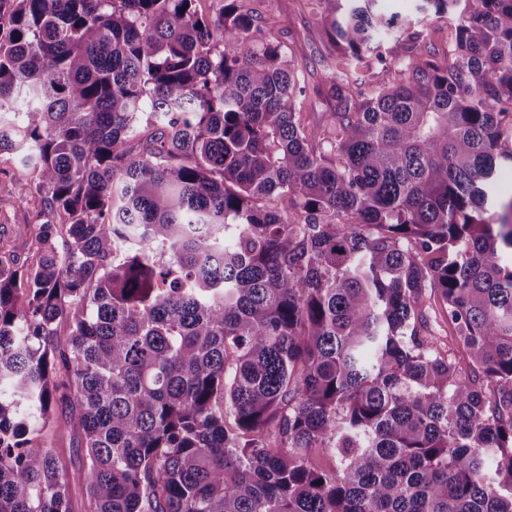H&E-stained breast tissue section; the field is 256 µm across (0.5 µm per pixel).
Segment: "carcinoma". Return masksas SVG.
<instances>
[{
    "mask_svg": "<svg viewBox=\"0 0 512 512\" xmlns=\"http://www.w3.org/2000/svg\"><path fill=\"white\" fill-rule=\"evenodd\" d=\"M194 2L0 0V512H512V0ZM247 7L265 21L273 22L271 36L288 46L293 44L307 63L308 79L315 82L321 76L320 60L331 46L317 29L311 8L324 10L325 4L310 5L308 0H248ZM416 4L415 0H386L378 5V9L387 16L391 13H398L402 19L417 22L420 16L416 13ZM419 24L428 28L429 31V38L421 46L420 52L425 55L433 53L442 54L447 46L448 30L446 21L427 17ZM0 169L7 175H0V258L9 255L25 257V243L34 236L39 224H44L46 217L41 214L40 204L27 195L25 174L20 160L15 154H0ZM27 199L21 201V197Z\"/></svg>",
    "mask_w": 512,
    "mask_h": 512,
    "instance_id": "carcinoma-1",
    "label": "carcinoma"
}]
</instances>
